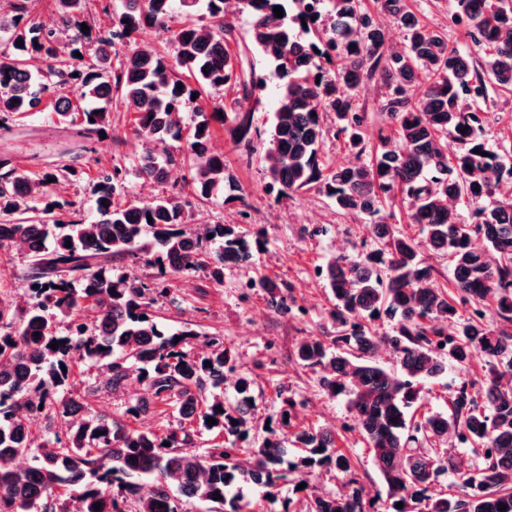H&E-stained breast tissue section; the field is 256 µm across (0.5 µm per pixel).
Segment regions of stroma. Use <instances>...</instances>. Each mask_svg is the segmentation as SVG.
Segmentation results:
<instances>
[{"mask_svg":"<svg viewBox=\"0 0 512 512\" xmlns=\"http://www.w3.org/2000/svg\"><path fill=\"white\" fill-rule=\"evenodd\" d=\"M408 4L420 21L447 33L449 43L461 51H469L467 38L451 21L448 0H408ZM249 63L265 80L263 89L237 98L239 109L253 115L257 130L253 156L234 149L230 135L219 126L209 142L213 153L223 155L245 200L240 203L220 196L211 198L195 207L194 221L235 224L247 234L262 231L263 247L255 251L251 269L225 268L223 285L208 288L203 296L195 292L191 283H179L168 299L154 306L153 313L169 328L189 321L203 332L223 335L237 366L236 375L228 376L224 385L225 402L237 399V376H245L251 382L250 394L257 414L247 442L249 448L262 447L267 436L264 421L277 415L281 396H294L302 403L299 423L335 433L338 448L355 463L365 496L377 498L379 512H385L388 501L381 496L379 473L347 399L325 394L318 374L303 367L294 356L301 339L319 334L331 325L332 297L317 274L318 267L331 256L362 252L365 226L336 210L330 199L317 190H305L283 199L267 192L262 146L270 132L279 81L259 55L250 56ZM351 97L356 110L367 115L363 135L367 146H374L379 128L387 123L379 109L381 89L376 81H367L353 90ZM130 118V113L113 112L111 136L91 143L89 152L74 158L69 154L73 145L70 131L55 112H39L14 122L11 132L0 131V157H10L18 169L27 171L41 170L53 161L71 165L76 173L68 177L60 194L75 202L77 209L88 217L93 212V183L99 171L111 168L120 152L117 138L130 137ZM484 138L492 150L512 151V91H491ZM263 276L290 286L297 304L305 307V314H277L262 289L246 290L248 279ZM446 366V372L438 379L424 384L423 411H445L448 395L461 379L478 381L485 373V359L479 355L467 366L451 360ZM73 371L88 389V400L94 408L114 419L126 420L128 403L142 391L138 383H129L123 391L112 394L103 389L98 372L90 363H77Z\"/></svg>","mask_w":512,"mask_h":512,"instance_id":"obj_1","label":"stroma"}]
</instances>
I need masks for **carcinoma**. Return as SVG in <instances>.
<instances>
[{
  "mask_svg": "<svg viewBox=\"0 0 512 512\" xmlns=\"http://www.w3.org/2000/svg\"><path fill=\"white\" fill-rule=\"evenodd\" d=\"M0 1L14 18L10 51L0 52V130L43 111L56 87L76 79L74 97H56L54 112L79 138L107 133L115 104L134 115L133 136L155 144L128 156V166L99 172L91 221L55 199L69 165L31 174L0 160V249L25 253L29 280L18 300L0 304V512H41L64 494L78 503L76 512H186L193 500L242 512L241 485L259 486L275 501L282 483H305L316 466L343 473L349 490L312 494L307 512H370L332 433L292 425L303 402L291 396L281 398L264 446L240 459L237 443L250 436L255 405L245 377L236 403H224L226 373L236 370L224 337L187 322L165 329L151 313L173 280H194L203 295L224 285V268L251 263L261 245L260 235L233 224L192 223L195 201L226 191L244 201L224 156L208 143L215 121L234 147L250 146L253 115L205 92L251 95L263 87L245 65L252 53L280 81L263 155L270 187L285 198L318 189L339 211L367 220L375 244L320 268L334 300L333 330L302 339L297 361L320 374L325 394L348 397L387 496L403 503L393 512H512V193L501 191L502 182L512 184V162L487 146L481 108L489 84L512 91V0H454V18L473 44L467 53L420 22L407 0H374L404 30L400 49L364 0H121L108 27L85 32L86 0H51L59 30L31 18L33 0ZM231 1L252 18L249 42L235 51ZM198 13L210 22L195 23ZM146 27L171 32V49L139 41ZM312 32L315 42L305 39ZM26 53L42 56L44 66L31 67ZM371 79L383 86L388 126L364 160L366 113L353 108L349 91ZM190 104L195 120L185 126L180 114ZM325 112L334 114L336 135L348 140L356 161L330 166L321 156ZM450 139L458 145L451 156ZM130 169L167 191L147 202L117 200ZM463 198L475 205L470 223L456 213ZM397 199L423 239L375 220ZM430 253L448 258L450 286L439 284ZM127 260L144 262L154 275L120 272L116 262ZM248 285L262 288L279 313L291 310L288 286L268 278ZM489 305L498 317L493 325L485 319ZM461 308L470 317L461 318ZM383 316L395 321L387 336L372 329ZM201 335L205 349L196 351ZM384 346L399 370L377 359ZM477 352L488 366L483 381L462 382L448 412L417 420L420 384L446 371L444 359L465 366ZM77 358L102 370L112 392L132 378L143 386L127 414L156 408L161 415L171 406L178 427L134 429L92 410L88 392L72 380ZM53 414L65 421L63 433L35 445L32 423ZM203 431L224 440L203 456L188 452ZM437 440L482 449L481 465L458 468L452 452L429 447ZM289 445L300 449L294 461L286 458ZM20 457L24 469L16 466ZM447 473L454 491L431 493Z\"/></svg>",
  "mask_w": 512,
  "mask_h": 512,
  "instance_id": "cac0c4a2",
  "label": "carcinoma"
}]
</instances>
